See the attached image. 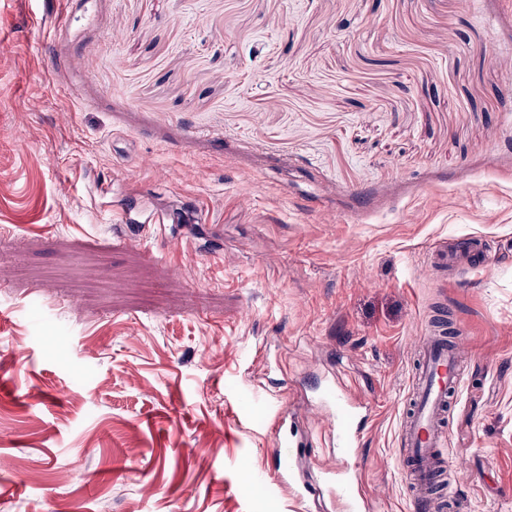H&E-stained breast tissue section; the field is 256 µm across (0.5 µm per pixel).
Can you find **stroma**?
Returning a JSON list of instances; mask_svg holds the SVG:
<instances>
[{"mask_svg": "<svg viewBox=\"0 0 512 512\" xmlns=\"http://www.w3.org/2000/svg\"><path fill=\"white\" fill-rule=\"evenodd\" d=\"M509 62L512 0H0V512H346L270 453L283 414L296 475L333 461L330 371L372 407L369 512H411L439 306L462 512H512ZM470 234L489 265L431 278ZM457 261V255L448 251L446 243L434 242L428 247L427 268L438 277L448 270L450 262ZM445 315L431 322L422 343L412 376L409 407L400 430L403 448V475L412 496L415 512H439L431 488L439 476L447 479L449 465L438 454L445 441L448 405L459 392L462 374L459 367L461 332L448 341ZM277 429H279L281 433V438L279 442L275 443V448L271 449V453L278 460L276 476L279 485L287 489L288 487L292 488L296 496L301 499L321 491L320 487L314 488L307 485L306 482H297L288 454H285L282 450V448H288V427L285 421L281 420L277 425ZM292 485H294V487H292Z\"/></svg>", "mask_w": 512, "mask_h": 512, "instance_id": "1", "label": "stroma"}]
</instances>
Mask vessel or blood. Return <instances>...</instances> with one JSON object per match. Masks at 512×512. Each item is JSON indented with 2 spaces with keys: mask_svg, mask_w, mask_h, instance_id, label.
Instances as JSON below:
<instances>
[{
  "mask_svg": "<svg viewBox=\"0 0 512 512\" xmlns=\"http://www.w3.org/2000/svg\"><path fill=\"white\" fill-rule=\"evenodd\" d=\"M465 255L469 268L480 269L489 263L481 240L468 238L460 241L456 252H449L447 245L436 242L428 248L427 268L434 275L445 272L458 255ZM461 339L449 337L443 317L431 322L419 346V359L412 376L409 407L400 430V446L404 454L403 475L412 494L414 512H438L439 507L432 493L441 474L449 469L446 458L438 450L445 441V422L448 405L457 395L462 374L459 367ZM320 400L328 409L333 442L341 454H351L359 447L361 436L355 425L357 398L348 389L326 384L320 390ZM279 445L272 454L278 461L277 481L283 487L293 488L297 497L313 494L314 489L297 481L292 464L284 449L288 445L286 424H279ZM323 484L343 499L353 512H365L369 497L357 469L326 465Z\"/></svg>",
  "mask_w": 512,
  "mask_h": 512,
  "instance_id": "1",
  "label": "vessel or blood"
}]
</instances>
